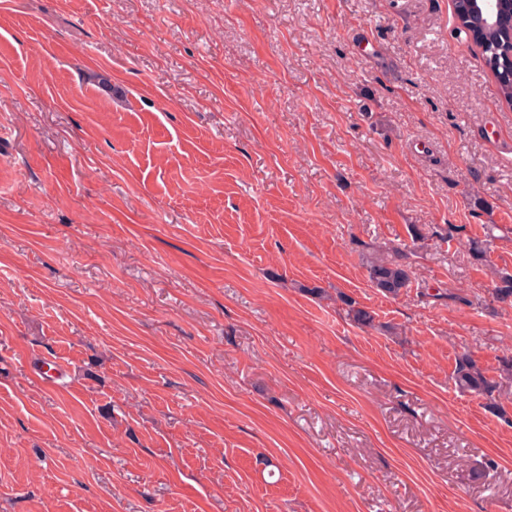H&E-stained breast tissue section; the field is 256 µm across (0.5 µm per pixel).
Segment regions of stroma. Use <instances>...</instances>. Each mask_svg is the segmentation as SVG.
Instances as JSON below:
<instances>
[{
	"mask_svg": "<svg viewBox=\"0 0 512 512\" xmlns=\"http://www.w3.org/2000/svg\"><path fill=\"white\" fill-rule=\"evenodd\" d=\"M455 29L452 0H0V512H512V402L452 379L512 351V106ZM400 245L392 298L362 257ZM336 299L341 302L345 315L354 324L362 327L372 326L374 315L371 311L359 305L351 296L338 292Z\"/></svg>",
	"mask_w": 512,
	"mask_h": 512,
	"instance_id": "35a3bbf8",
	"label": "stroma"
}]
</instances>
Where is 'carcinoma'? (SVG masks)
<instances>
[{
  "label": "carcinoma",
  "instance_id": "cac0c4a2",
  "mask_svg": "<svg viewBox=\"0 0 512 512\" xmlns=\"http://www.w3.org/2000/svg\"><path fill=\"white\" fill-rule=\"evenodd\" d=\"M496 5L499 24L495 28H487L479 15L468 10L459 0L455 2L459 25L479 35L478 45L484 63L497 80L501 98L512 104V0H496ZM491 237L493 228L488 227L484 231V239L470 240L469 253L474 261H484L486 245ZM365 263L369 282L385 295H400L410 287L415 276L413 265L404 250L394 249L390 254L376 251L366 257ZM491 295L498 302L512 304V272L502 270L496 273L492 280ZM336 299L341 302L345 315L354 324L362 327L373 325L372 312L360 306L351 296L339 292ZM453 376L460 391L484 398L486 408L491 413L504 414L505 408L500 397L504 394L512 395V355L503 356L500 359L499 375L491 376L470 353L464 352L455 360Z\"/></svg>",
  "mask_w": 512,
  "mask_h": 512
}]
</instances>
